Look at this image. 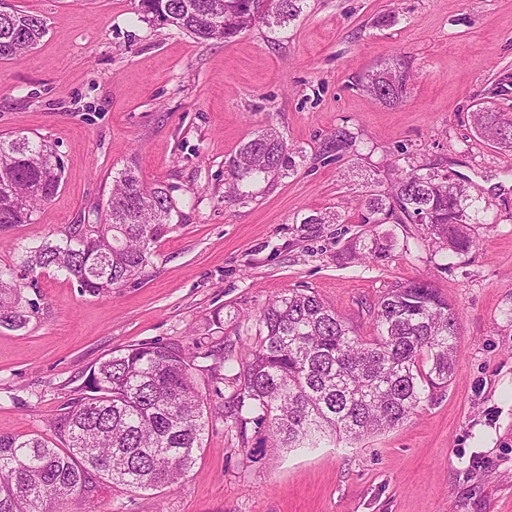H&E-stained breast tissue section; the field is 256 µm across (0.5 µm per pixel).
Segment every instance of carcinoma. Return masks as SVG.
Wrapping results in <instances>:
<instances>
[{"label": "carcinoma", "instance_id": "carcinoma-1", "mask_svg": "<svg viewBox=\"0 0 512 512\" xmlns=\"http://www.w3.org/2000/svg\"><path fill=\"white\" fill-rule=\"evenodd\" d=\"M306 0H139V19L174 28L202 42H227L257 22L282 27L303 12ZM46 22L24 11H0V59H21L43 38ZM411 75L400 58L382 60L362 88L386 106L407 97ZM477 134L512 152V112L481 106L472 112ZM357 137L345 126L321 145L338 159ZM306 161L269 128L239 145L228 163L225 188L242 187L294 172ZM56 147L39 136L0 135V229L31 224L39 207L63 184ZM96 224H71L54 239L23 245L0 267V327L21 330L39 302L22 296L37 271L55 269L83 293L107 296L143 276L155 247L182 223L170 188L147 186L133 168L112 176ZM363 224H418L462 257L476 246L474 225L487 223V204L446 172L402 171L367 195ZM393 241L374 237L351 245L364 261L389 258ZM373 333L357 336L320 297L299 289L272 300L240 355L223 353L207 369L227 385L224 420L248 446L249 429H264L257 444L273 448L316 445L324 437L359 440L404 423L428 389L445 388L454 371L459 315L426 279L400 283L369 310ZM196 353L163 344H133L90 368L81 394L60 418L66 448L39 435H0V512H49L53 499L76 497L95 512L97 480L136 488L181 483L195 464L206 430L203 399L193 370Z\"/></svg>", "mask_w": 512, "mask_h": 512}]
</instances>
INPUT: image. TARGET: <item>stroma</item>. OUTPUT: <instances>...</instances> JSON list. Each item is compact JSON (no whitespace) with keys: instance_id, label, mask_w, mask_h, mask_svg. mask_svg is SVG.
<instances>
[{"instance_id":"1","label":"stroma","mask_w":512,"mask_h":512,"mask_svg":"<svg viewBox=\"0 0 512 512\" xmlns=\"http://www.w3.org/2000/svg\"><path fill=\"white\" fill-rule=\"evenodd\" d=\"M138 0H0L41 15L47 33L19 60H0V135L54 144L63 184L34 223L0 231V266L16 244L91 224L115 173L173 186L185 213L153 249L140 282L111 296L41 274L38 314L0 328V434L42 435L92 365L133 344L240 352L268 303L318 294L360 336L394 285L431 279L460 316L454 375L396 428L317 448H242L223 401L199 379L207 412L196 464L177 487L100 483L96 512H512V153L479 141V105L512 108V0H307L283 28L259 23L231 42L196 43L139 21ZM401 57L414 80L384 106L363 73ZM345 126L355 154L321 145ZM303 148L297 173L224 199L226 163L262 129ZM445 166L490 204L478 245L449 255L422 224H362L366 184L399 170ZM340 212L303 231V217ZM390 236V258H349L356 240Z\"/></svg>"}]
</instances>
